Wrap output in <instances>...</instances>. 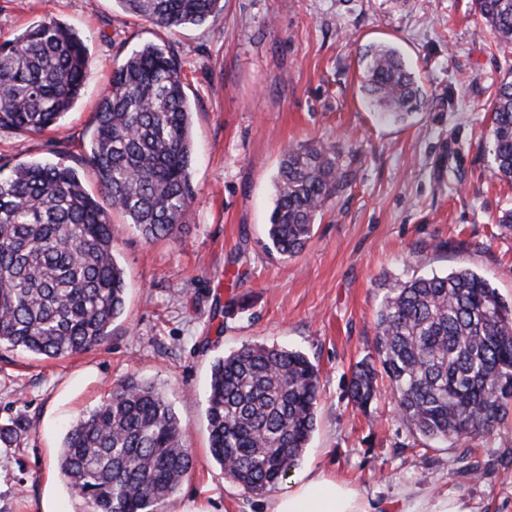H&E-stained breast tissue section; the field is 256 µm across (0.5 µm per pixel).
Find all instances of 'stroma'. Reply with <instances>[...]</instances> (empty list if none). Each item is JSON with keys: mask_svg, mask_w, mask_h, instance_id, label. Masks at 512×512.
Wrapping results in <instances>:
<instances>
[{"mask_svg": "<svg viewBox=\"0 0 512 512\" xmlns=\"http://www.w3.org/2000/svg\"><path fill=\"white\" fill-rule=\"evenodd\" d=\"M86 41L84 92L54 128L0 130V159L61 162L101 197L86 161L112 72L139 45L166 46L185 74L194 157L192 217L179 235L143 239L111 214L126 307L101 345L66 358L0 351V512H39L48 479L60 512H85L57 468L64 427L127 377L156 385L185 429L194 467L165 505L257 512L262 497L224 477L209 452L205 394L218 357L259 342L317 366L316 425L298 462L355 487L368 512H399L430 493L467 496L477 512H512V413L485 437L440 444L413 435L390 388L367 411L347 389L375 351V320L393 282L468 268L512 303V183L491 172L482 134L512 51L483 32L475 0H224L200 26L173 30L116 0H0V42L44 15ZM395 44L426 91L402 124L377 120L360 90L359 49ZM335 144L356 177L315 226L306 250L267 247L273 179L288 145ZM481 479L463 477L464 463Z\"/></svg>", "mask_w": 512, "mask_h": 512, "instance_id": "35a3bbf8", "label": "stroma"}]
</instances>
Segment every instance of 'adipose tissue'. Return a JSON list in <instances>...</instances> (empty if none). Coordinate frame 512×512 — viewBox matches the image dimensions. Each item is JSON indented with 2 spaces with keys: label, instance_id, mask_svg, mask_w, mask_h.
<instances>
[{
  "label": "adipose tissue",
  "instance_id": "1",
  "mask_svg": "<svg viewBox=\"0 0 512 512\" xmlns=\"http://www.w3.org/2000/svg\"><path fill=\"white\" fill-rule=\"evenodd\" d=\"M264 512H367L358 491L344 482L308 471L265 502Z\"/></svg>",
  "mask_w": 512,
  "mask_h": 512
}]
</instances>
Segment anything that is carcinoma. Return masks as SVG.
<instances>
[{
  "mask_svg": "<svg viewBox=\"0 0 512 512\" xmlns=\"http://www.w3.org/2000/svg\"><path fill=\"white\" fill-rule=\"evenodd\" d=\"M222 0H116L165 29L202 25ZM485 27L512 50V0H476ZM361 88L377 118L403 123L425 100L393 45L368 44ZM88 47L46 16L0 44V128L40 132L82 94ZM191 110L177 58L147 43L112 75L94 119L87 162L112 209L147 241L191 217ZM487 139L493 174L512 183V80L498 86ZM332 144L290 145L274 181L269 248L303 252L314 225L351 185ZM112 224L76 171L62 163L0 164V350L62 358L102 344L126 302ZM376 355L357 363L349 393L367 410L385 373L412 432L431 442L487 436L512 409V306L461 268L386 293ZM319 371L300 351L248 344L218 358L206 392L210 454L224 476L262 495L288 477L316 421ZM193 466L181 420L154 384L126 378L69 425L58 468L86 512H161Z\"/></svg>",
  "mask_w": 512,
  "mask_h": 512,
  "instance_id": "1",
  "label": "carcinoma"
}]
</instances>
